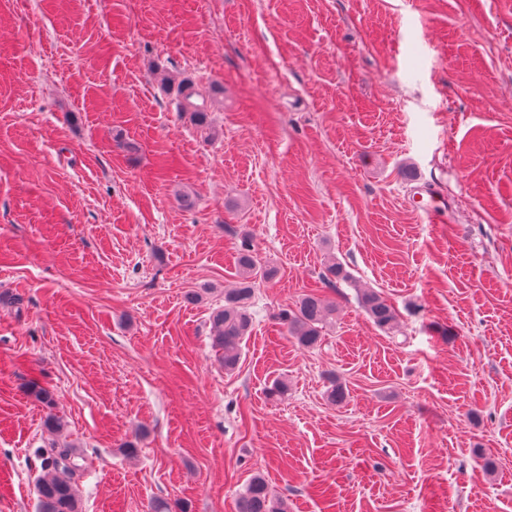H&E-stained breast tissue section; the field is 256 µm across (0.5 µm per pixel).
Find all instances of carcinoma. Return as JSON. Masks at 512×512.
Returning <instances> with one entry per match:
<instances>
[{
    "mask_svg": "<svg viewBox=\"0 0 512 512\" xmlns=\"http://www.w3.org/2000/svg\"><path fill=\"white\" fill-rule=\"evenodd\" d=\"M220 94L213 85L207 95L189 92L184 95L180 111L205 122L209 108ZM238 287L224 292V307L211 317L212 344L224 370H235L242 358L243 342L252 328L249 305L254 284L269 278L275 270L260 264L253 245L245 240L237 250ZM358 302L366 315L380 329L390 332L397 323L395 308L372 289L358 293ZM335 312V305L317 294L303 296L295 308L282 309L275 320L299 345L314 348L321 341L322 329ZM43 476L37 484L38 512H81L77 480L88 464V457L73 445L51 442L40 449ZM238 512H288L286 501L274 495L266 479L256 474L240 495Z\"/></svg>",
    "mask_w": 512,
    "mask_h": 512,
    "instance_id": "1",
    "label": "carcinoma"
}]
</instances>
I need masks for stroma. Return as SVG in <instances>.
<instances>
[{
	"instance_id": "1",
	"label": "stroma",
	"mask_w": 512,
	"mask_h": 512,
	"mask_svg": "<svg viewBox=\"0 0 512 512\" xmlns=\"http://www.w3.org/2000/svg\"><path fill=\"white\" fill-rule=\"evenodd\" d=\"M244 233L276 274L227 373ZM51 412L83 512H237L256 473L288 512H512V0H0V512H38ZM220 91V88L216 85H212L207 96L195 92H189L184 95V101L181 104L180 111L190 112L195 120L203 124L206 120L209 108L217 101ZM194 97L198 98L200 102L194 101ZM358 302L366 315L380 329L391 332L395 328L397 323L396 310L379 292L372 289L360 291ZM335 305L317 294L303 296L295 309H282L275 320L299 345L314 348L321 341L322 329L335 312Z\"/></svg>"
}]
</instances>
